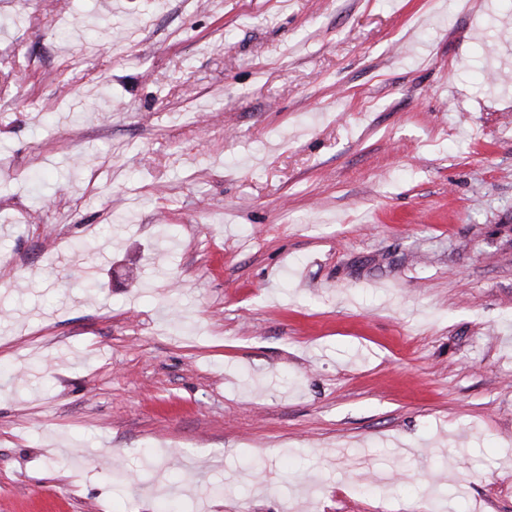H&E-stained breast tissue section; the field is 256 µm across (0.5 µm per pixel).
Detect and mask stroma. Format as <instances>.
<instances>
[{
    "label": "stroma",
    "mask_w": 512,
    "mask_h": 512,
    "mask_svg": "<svg viewBox=\"0 0 512 512\" xmlns=\"http://www.w3.org/2000/svg\"><path fill=\"white\" fill-rule=\"evenodd\" d=\"M0 0V512H512V0Z\"/></svg>",
    "instance_id": "stroma-1"
}]
</instances>
